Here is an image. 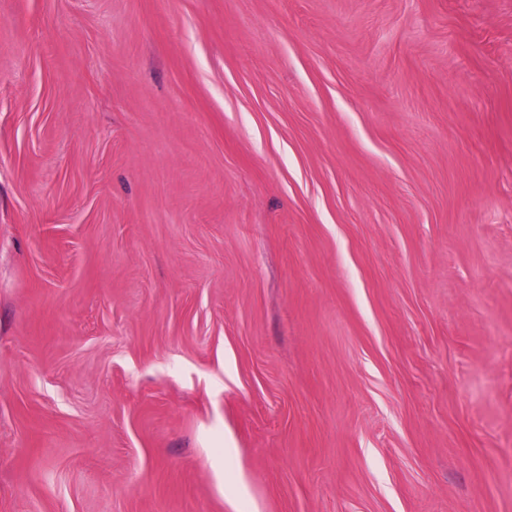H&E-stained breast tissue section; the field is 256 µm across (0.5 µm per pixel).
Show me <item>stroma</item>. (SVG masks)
<instances>
[{"label":"stroma","mask_w":512,"mask_h":512,"mask_svg":"<svg viewBox=\"0 0 512 512\" xmlns=\"http://www.w3.org/2000/svg\"><path fill=\"white\" fill-rule=\"evenodd\" d=\"M0 512H512V0H0Z\"/></svg>","instance_id":"1"}]
</instances>
